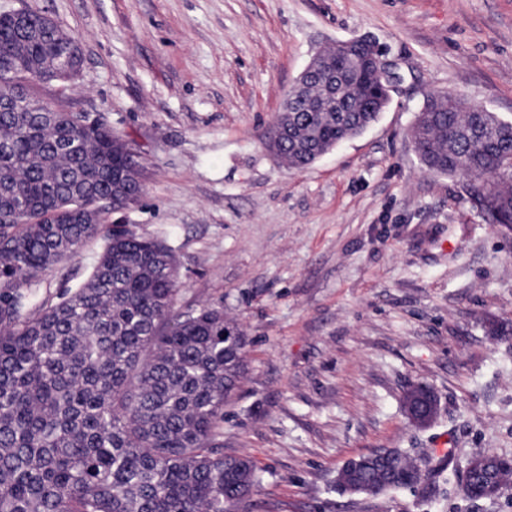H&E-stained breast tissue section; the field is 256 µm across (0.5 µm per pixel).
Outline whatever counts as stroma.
Here are the masks:
<instances>
[{"instance_id": "obj_1", "label": "stroma", "mask_w": 512, "mask_h": 512, "mask_svg": "<svg viewBox=\"0 0 512 512\" xmlns=\"http://www.w3.org/2000/svg\"><path fill=\"white\" fill-rule=\"evenodd\" d=\"M74 35L73 86L41 97L102 117L144 159L124 219L163 240L178 311L223 306L247 338L248 371L224 405V452L260 480L237 512H512V490L472 501L466 465L512 457V231L427 172L409 129L449 91L512 119V0H28ZM369 37L400 75L360 136L311 166L277 160L264 134L311 56ZM100 253L46 270L56 296ZM439 414L411 425L406 387ZM453 460L429 499L336 488L348 461L382 449Z\"/></svg>"}]
</instances>
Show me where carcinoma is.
<instances>
[{"label": "carcinoma", "instance_id": "carcinoma-1", "mask_svg": "<svg viewBox=\"0 0 512 512\" xmlns=\"http://www.w3.org/2000/svg\"><path fill=\"white\" fill-rule=\"evenodd\" d=\"M78 40L33 10L21 23L0 6V512H236L259 482L247 456L224 455V401L238 387L248 340L224 309L174 310L178 266L162 241L112 220L108 198L136 204L142 161L122 136L59 112L34 83L66 84L82 66ZM294 115L302 139L264 136L304 169L364 132L386 108ZM411 135L429 172L463 179L468 201L512 231V121L437 91ZM102 249L87 277L35 302L40 273ZM472 499L512 488V459L467 463ZM431 458L383 449L347 463L337 486L427 498Z\"/></svg>", "mask_w": 512, "mask_h": 512}]
</instances>
